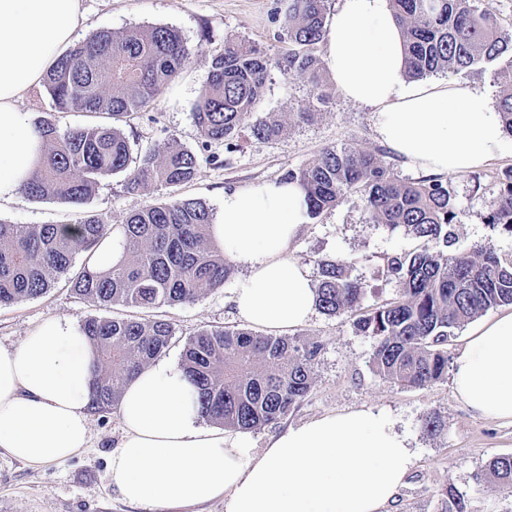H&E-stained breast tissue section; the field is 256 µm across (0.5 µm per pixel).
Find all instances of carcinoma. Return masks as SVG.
Wrapping results in <instances>:
<instances>
[{"label":"carcinoma","instance_id":"cac0c4a2","mask_svg":"<svg viewBox=\"0 0 512 512\" xmlns=\"http://www.w3.org/2000/svg\"><path fill=\"white\" fill-rule=\"evenodd\" d=\"M329 0H289L280 39L288 53L274 59L246 42L212 52L206 87L193 106L198 130L208 141L232 145L243 133L273 140L277 119L249 121L270 71L309 75L322 86L315 46L324 40ZM402 28L408 75L413 79L465 74L498 67L512 73V30L481 9L480 0H391ZM189 59L180 34L162 25L122 34L100 31L57 57L43 79L57 112L78 110L107 119L60 131L45 118L41 169L21 194L82 205L100 182L122 175L132 190L191 181L198 157L176 141L133 156L121 125L154 103ZM503 127L512 135V87L497 102ZM284 179L306 192L309 215L318 217L347 193L361 194L377 224L403 225L422 241L407 254L384 258L383 273L399 297L361 311L366 291L351 277L352 262H320L316 306L348 314L354 327L374 340L371 364L382 378L407 387L431 385L448 374V339L454 330L487 312L512 304V262L489 249L471 256L447 253L456 240L448 185L435 178L403 181L373 154L348 146L329 148L311 164L290 169ZM484 219L512 233V167ZM213 212L197 199L145 205L122 223V257L105 269L89 264L92 252L112 234V217L88 215L68 235L59 224L0 221V306L45 295L59 282L79 298L107 309L121 304L144 309L189 304L221 288L234 267L211 240ZM81 271L70 274L77 256ZM82 330L97 354L89 409L107 413L123 387L161 356L174 336L165 319L90 317ZM320 343L302 336H268L218 327L189 339L182 367L198 391L202 417L226 427L251 430L286 416L310 391ZM479 480L512 492V455L493 458Z\"/></svg>","mask_w":512,"mask_h":512}]
</instances>
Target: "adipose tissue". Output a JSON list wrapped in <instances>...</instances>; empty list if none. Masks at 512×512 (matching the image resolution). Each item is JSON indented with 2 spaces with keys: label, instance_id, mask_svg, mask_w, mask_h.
Listing matches in <instances>:
<instances>
[{
  "label": "adipose tissue",
  "instance_id": "ef3b65f1",
  "mask_svg": "<svg viewBox=\"0 0 512 512\" xmlns=\"http://www.w3.org/2000/svg\"><path fill=\"white\" fill-rule=\"evenodd\" d=\"M80 23L79 0H0V205L20 195L43 153L42 134L20 103ZM323 63L346 100L371 109L377 135L411 167L467 173L500 154L503 125L485 91L407 77L390 0H339ZM309 221L299 182L225 189L212 237L246 271L230 297L240 320L290 329L311 318L315 288L292 251ZM94 360L84 333L54 317L17 346L0 345V454L38 467L88 447ZM453 389L475 414L512 419V313L471 335L454 361ZM119 412L123 437L108 479L144 512L217 499L224 512H382L415 464L407 438L371 408L304 422L251 452L244 433L203 424L195 387L165 361L127 383Z\"/></svg>",
  "mask_w": 512,
  "mask_h": 512
}]
</instances>
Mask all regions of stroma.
Instances as JSON below:
<instances>
[{"label": "stroma", "mask_w": 512, "mask_h": 512, "mask_svg": "<svg viewBox=\"0 0 512 512\" xmlns=\"http://www.w3.org/2000/svg\"><path fill=\"white\" fill-rule=\"evenodd\" d=\"M284 0H80L83 21L74 37L82 43L100 30L122 32L132 27L166 25L179 32L190 50L185 68L165 86L158 101L132 114L123 125L135 156L170 139L178 140L199 159L190 183L152 186L129 192L123 177L101 181L95 195L83 205L19 196L0 206V221L8 224H74L89 213L111 215L113 223L140 207L167 199H199L218 209L222 192L261 180L282 178L290 169L312 163L332 146L346 145L374 153L400 179H421L381 141L368 107L347 101L341 94L322 104L307 76L272 70L261 99L253 109L257 119L275 118L284 125L273 141L243 138L236 148L205 140L192 115V105L203 92L210 69L211 49L227 41H244L277 56L287 49L277 40ZM33 117L50 115L60 129L89 124L82 112L54 111L44 86L33 87L21 102ZM512 167V136H505L499 157L468 173L448 174L442 181L454 198L458 248L476 253L490 248L512 256V233L484 223L483 215L497 192L496 176ZM421 242L408 228L376 224L366 213L360 194L351 193L334 208L304 226L295 245V257L318 277L323 259L351 261V275L367 286L362 305L372 308L399 292L381 266L385 257L417 250ZM232 281L225 282L198 301L149 311L124 305L102 309L57 285L42 297L0 307V344H19L49 317L82 324L89 317L168 320L175 336L164 358L180 364L188 339L213 327L242 328L228 303ZM320 342L312 387L300 405L279 421L248 431L252 452H261L271 436L290 425L359 408L384 412L395 429L405 434L416 464L404 486L384 512H448V489L467 502L468 512H512V496L489 482L476 481L477 473L500 455H512V420H491L474 414L455 395L451 378L424 388L399 386L378 376L371 366L373 341L355 330L351 318L314 312L310 320L293 328ZM440 421L438 432L426 429L428 416ZM92 438L62 463L37 468L0 456V512H140L123 502L107 480L109 454L122 436L118 411L91 414Z\"/></svg>", "instance_id": "stroma-1"}]
</instances>
